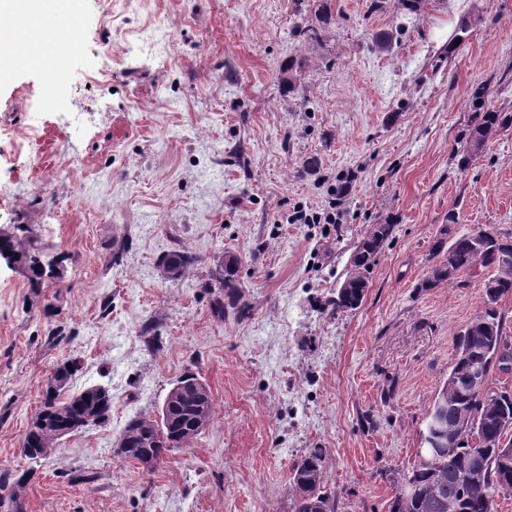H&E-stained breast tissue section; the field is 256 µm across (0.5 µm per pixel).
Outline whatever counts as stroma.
<instances>
[{
	"label": "stroma",
	"mask_w": 512,
	"mask_h": 512,
	"mask_svg": "<svg viewBox=\"0 0 512 512\" xmlns=\"http://www.w3.org/2000/svg\"><path fill=\"white\" fill-rule=\"evenodd\" d=\"M316 7L81 0L65 94L47 99L34 68L0 82V230L29 225L64 257L39 288L0 265V473L32 470L23 512H291L311 448L336 512H386L490 275L420 289L436 236L512 235V128L466 170L452 159L473 86L494 84L493 108L512 114V0H432L413 19L396 0H332L307 44L296 30ZM291 58L306 66L288 93ZM346 177L340 223H286ZM388 219L360 308L323 312ZM173 250L197 257L188 279L162 277ZM229 254L240 285L218 317L208 284ZM67 361L71 391L109 388L110 417L29 464L24 434ZM188 370L211 391L210 425L153 470L118 458L127 422L158 414ZM318 22L319 28L317 27H308L298 29L296 34L299 38H301L305 42H317L321 38L320 31L326 29L333 22V17L331 14L330 7L327 3H323L320 5L318 9Z\"/></svg>",
	"instance_id": "1"
}]
</instances>
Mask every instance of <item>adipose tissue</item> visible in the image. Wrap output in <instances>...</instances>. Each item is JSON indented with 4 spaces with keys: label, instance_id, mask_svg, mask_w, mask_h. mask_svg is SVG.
<instances>
[{
    "label": "adipose tissue",
    "instance_id": "obj_1",
    "mask_svg": "<svg viewBox=\"0 0 512 512\" xmlns=\"http://www.w3.org/2000/svg\"><path fill=\"white\" fill-rule=\"evenodd\" d=\"M57 0H0V76L24 69L26 60L41 54L44 44H28L23 30L31 25L44 24L57 12Z\"/></svg>",
    "mask_w": 512,
    "mask_h": 512
}]
</instances>
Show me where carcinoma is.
<instances>
[{
	"label": "carcinoma",
	"instance_id": "1",
	"mask_svg": "<svg viewBox=\"0 0 512 512\" xmlns=\"http://www.w3.org/2000/svg\"><path fill=\"white\" fill-rule=\"evenodd\" d=\"M317 27L301 28L296 35L305 42H317L320 31L333 22L330 7L324 3L318 9ZM305 66L304 60L292 59L282 69L281 84L288 91L295 88L297 73ZM492 89L487 83L474 86L470 92L473 114L463 134L460 147L453 151L459 170L466 169L472 157L463 145L472 143L484 148L495 134L512 126V116L493 109L489 104ZM455 223V215L448 214V223L440 229L432 248L433 257L446 255L451 258L455 276H448L444 264H434L429 275L419 284L421 288H435L441 284L457 282L456 274L478 267L493 269L496 274L485 280L483 303L485 310L464 326L456 336L455 357L448 370V377L439 389L427 413L435 415L443 410L451 418L453 409H463L472 423L460 427L455 433L436 431L432 434L431 448H418L414 463L403 476L414 487V495L404 498L396 493L389 503L388 512H494V494L512 492V446L499 447L502 432L489 412L497 410L512 418V391L507 388L489 390L493 373L505 371L506 363H512V337L507 334L503 316L497 304L512 296V238L502 236L505 243L488 240L477 242L475 235L464 234L450 237L449 225ZM395 225L372 224L360 240L349 262L350 284L347 291L336 293L329 299L324 310L332 313L357 309L364 298L368 275L375 266L378 255L392 239ZM22 262L26 277L34 288L41 287L44 280L57 277L62 261L44 253V248L31 236L26 224H17L14 232L5 241ZM197 258L185 251L174 250L166 254L162 266L176 273L175 279L189 277ZM242 261L234 254L224 259V275L215 286L225 294L235 293L240 283ZM476 369L481 382L474 385L466 379L468 372ZM75 374V370L63 365L51 378H61L64 384L56 389V395L46 390L39 411L22 440L23 455L33 463L46 456L44 449L51 448L60 437L84 427L82 416L99 404V420L102 424L112 410V396L103 386L89 387L68 396L67 401H58L61 391ZM203 409L207 420H212L211 397L197 401L193 395L176 398L169 405V418L159 424L158 418L144 414L131 419L120 434L124 447L118 456L124 460L138 462L147 469L164 458L169 452L185 448L197 437L192 424L196 409ZM485 463V471L479 481L468 479V472L475 458ZM33 469L25 470L17 478L8 472L0 473V509L22 512L21 496L29 482ZM292 512H335V495L325 490L323 479V449L311 448L294 465L290 478Z\"/></svg>",
	"mask_w": 512,
	"mask_h": 512
}]
</instances>
